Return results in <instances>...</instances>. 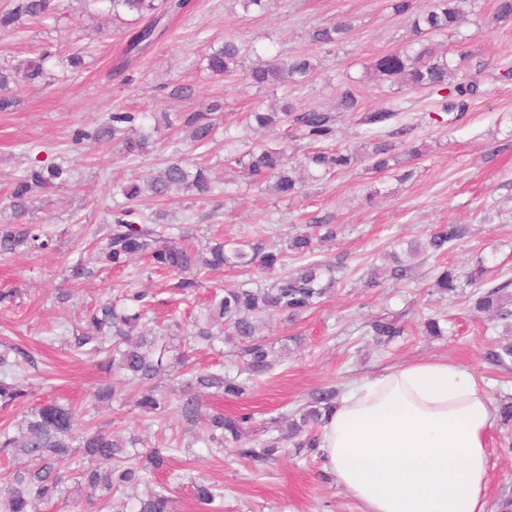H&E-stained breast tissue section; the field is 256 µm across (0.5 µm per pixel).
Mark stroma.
I'll list each match as a JSON object with an SVG mask.
<instances>
[{"label":"stroma","instance_id":"35a3bbf8","mask_svg":"<svg viewBox=\"0 0 512 512\" xmlns=\"http://www.w3.org/2000/svg\"><path fill=\"white\" fill-rule=\"evenodd\" d=\"M391 0H266L264 10L244 9L240 0H189L187 8L163 18V35L136 56L127 43L136 23L132 15L112 18L83 0H65L57 15L26 19L0 33V64L35 58L41 48L66 55L80 52L81 68L65 72L51 66L43 79L9 86L13 110L0 112V224L12 222L6 197L13 182L32 165L63 168V185L40 193L29 205L27 223L41 225L52 239L50 249L18 248L0 255V343L26 351L34 365L23 384L26 401L0 407V427L17 430L30 404L47 399L71 402L86 410L87 422L122 434L153 439L149 420L135 407L134 388H125L110 406L88 409L93 388L110 375L98 357L71 351L73 329L82 328L90 306L125 288L154 296L155 311L176 313L190 322L200 313L209 291L237 281L238 273L211 272L206 286L187 299L172 290L167 274L137 259L121 271H93L70 282L68 269L90 262L106 241L113 209L126 206L116 183L143 181L163 162L181 157L204 164L222 196L186 194L167 201L147 200L145 213L165 212L166 223L179 228L194 247L212 236L233 239L261 236L267 250H278L291 227L326 222L337 225L334 244L319 258L338 263V284L321 304L297 320L277 318L261 326L274 364L256 377L243 399L205 398L206 408L225 413L249 412L256 428L247 447L275 436V419L293 414L318 390L346 386L386 368L419 358H445L463 365L482 380L493 406L512 398V364L492 361L493 351L512 344V317L476 316L470 289L440 296L432 287L439 267L467 270L477 262L488 279L512 281V19L495 21L497 0H477L476 9L453 32L432 36L438 51L458 66V75L478 90L457 118L441 112L440 95L392 80L366 78L376 58L415 44L411 15L394 14ZM351 29L334 45H319L312 32L339 18ZM236 42L243 67L273 60L278 54L311 56L315 71L306 82L282 89L257 87L238 76L212 74L205 56L224 40ZM353 80L363 109L393 104L398 124L408 130L396 142L398 158L391 170L376 173L366 164L307 185L302 194L283 199L250 185L239 176L229 151L255 144H275L280 134L250 126L246 115L290 94L299 109L331 110L336 86ZM186 87L185 96L174 95ZM220 101L224 112L216 137L195 148L183 128L184 113ZM115 112L168 113L172 124L155 134L146 153L127 155L109 141L75 144L77 131H94ZM418 147L419 157L408 148ZM501 212L496 224L483 223L488 212ZM442 224H468L472 235L447 256H420L409 262L406 279L382 275L368 286L370 271L386 266V255L402 242L424 238ZM70 290L62 300L59 290ZM444 316L445 333L424 335L420 321ZM378 317L398 319L403 336L378 345L365 326ZM167 436L181 443L159 477L175 500V512H196L190 485L199 479L224 493V512H360L359 504L336 484L322 458L305 449L286 447L274 461L259 464L232 452L218 453L193 441L177 413L165 418ZM493 468L488 501L512 496V427H496L490 442Z\"/></svg>","mask_w":512,"mask_h":512}]
</instances>
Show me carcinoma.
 I'll list each match as a JSON object with an SVG mask.
<instances>
[{"mask_svg":"<svg viewBox=\"0 0 512 512\" xmlns=\"http://www.w3.org/2000/svg\"><path fill=\"white\" fill-rule=\"evenodd\" d=\"M107 11L119 19L123 14H134L144 22L133 38L131 48L149 45L158 37L157 27L165 15H177L188 0H100ZM476 0H427L415 14L413 27L416 35H437L457 29L463 18L475 10ZM57 0H16L14 6L0 12V33L15 29L23 18H45L60 9ZM351 29L348 20L338 21L316 29L312 40L321 45L336 44ZM57 59L62 68L77 69L81 57L69 54L55 57L45 50L34 60L14 66L0 67V88L11 83L31 82L44 76V64ZM207 68L218 75H233L240 67L239 48L226 40L206 56ZM314 70L310 58L290 53L273 62L246 72L245 80L256 86L296 85L309 79ZM378 78L396 79L415 88L448 91L443 96L442 111L462 112L466 98L477 91V84L448 83L455 66L446 57L435 56L431 47L423 45L391 52L375 59L368 67ZM338 106L344 112L359 114V124L370 130H385L398 117L397 110L387 104L366 112L351 84L342 82L336 89ZM223 109L219 102L189 112L183 117L184 127L198 148L211 143L217 131V112ZM256 127L282 130V144L278 147L258 145L242 153H230V160L252 184L264 185L284 198L302 193L307 181L317 182L326 175L344 172L359 162L368 163L378 173L390 167L394 160L392 145L378 139L354 151L347 147L322 148L320 144L336 136L337 115L318 109L300 110L288 98L278 108L257 109L250 113ZM147 115L140 112H114L109 123L96 130L92 139L115 140L128 155H140L151 144V132L146 128ZM306 140L314 149L297 159L292 154L296 141ZM63 174L58 165L33 166L13 184L9 194L10 207L18 223L0 226V255L12 253L20 246L46 250L49 240L42 239L39 226L19 222L28 213L32 197L54 185ZM192 191L201 198L216 195L217 186L204 167L191 168L183 159L167 161L149 179L139 184L130 182L119 186L129 201L143 196L166 199L179 191ZM142 214L134 207L122 208L112 214L107 242L99 261L114 269H124L137 257L150 261L152 267L165 270L177 277L174 287L191 294L202 287L209 272L238 268L251 273L259 266L267 273L274 271L286 253L312 258V261L293 273L277 278L263 286L247 278L213 292L203 312L194 318L188 338L197 346L212 348L214 343L232 344L245 359L244 366L234 375L222 370H200L181 378L184 366L182 356L171 353L167 339L183 332L182 323L172 318L166 325L149 327L151 319L149 294L143 290L126 289L112 300L104 302L86 314L88 329L73 335V347L103 356L101 363L118 374L120 379L104 383L92 393V405L99 408L116 399L123 387L137 388L135 407L147 418H161L170 407L167 396L145 383L162 375L180 379V395L175 404L181 419L202 430L200 440L205 447L220 453L235 448L239 455L261 462L274 459L288 441L294 447L311 451L319 448L315 427L323 422L336 404V389H321L299 410V417L291 418L288 431L272 438L261 448H243L242 440L251 432L253 416L248 413L224 414L222 410L203 412L205 395L240 399L248 396L253 377L267 371L273 364L268 344L256 337L255 321L283 316L293 319L308 312L336 284L333 268L313 256L326 242L336 240L334 224L315 225L317 231H301L294 227L284 234V249L267 251L258 239L215 238L205 245L207 256L195 248L173 240L167 233L169 225L154 221L141 223ZM469 234L466 224H446L424 240L408 242V251L414 255L446 254ZM487 268L478 263L467 272L454 266L442 270L434 286L448 295L457 294L462 284L484 289L474 304L476 312L494 319L512 316L507 306L512 305L509 283L493 286L485 282ZM370 332L380 343L390 341L402 333L394 320H375ZM32 366V358L16 345L0 347V406L7 407L26 397L19 382V372ZM176 448L160 441L149 448L140 446L134 436L121 438L102 427L91 428L82 421V414L71 404L47 401L30 408L24 416L18 434L7 427L0 428V456L12 457L21 453L27 464L6 473L0 483V512H39V507L55 503L62 512H72L83 503L93 504L103 492H118L123 500L120 512H173L174 499L164 484L145 496L138 494L141 485L151 482L150 476L164 469ZM69 462L70 469L60 472L58 461ZM76 485L77 496H71L68 482ZM193 497L202 512H220L224 494L217 486L205 481H192Z\"/></svg>","mask_w":512,"mask_h":512,"instance_id":"carcinoma-1","label":"carcinoma"}]
</instances>
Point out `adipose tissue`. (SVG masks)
<instances>
[{
  "mask_svg": "<svg viewBox=\"0 0 512 512\" xmlns=\"http://www.w3.org/2000/svg\"><path fill=\"white\" fill-rule=\"evenodd\" d=\"M496 416L465 367L424 358L349 388L325 419V468L362 512H490Z\"/></svg>",
  "mask_w": 512,
  "mask_h": 512,
  "instance_id": "adipose-tissue-1",
  "label": "adipose tissue"
}]
</instances>
